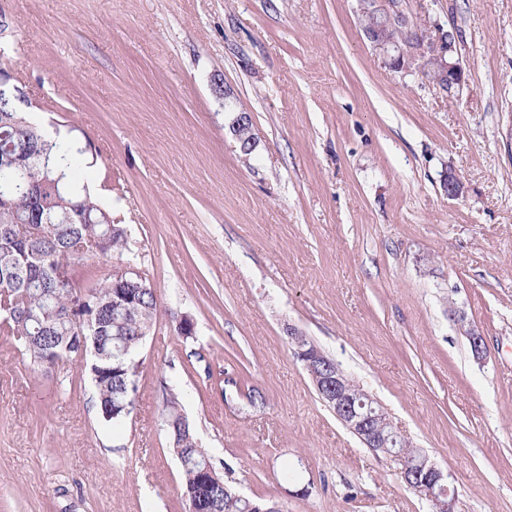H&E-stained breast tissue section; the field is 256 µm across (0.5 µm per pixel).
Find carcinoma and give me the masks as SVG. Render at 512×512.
<instances>
[{"mask_svg": "<svg viewBox=\"0 0 512 512\" xmlns=\"http://www.w3.org/2000/svg\"><path fill=\"white\" fill-rule=\"evenodd\" d=\"M81 150L53 141L26 119L18 101L0 97V158L21 167L15 174L0 173V311L13 307L14 315L1 322L24 343L37 367L49 371L71 359L64 349L75 324L60 318L83 289L78 266L90 259L109 261L124 246L125 231L87 187L73 180L76 155ZM122 267L101 283L87 288L96 302L98 318L86 331L88 343L104 355L101 370L92 378L100 412L107 423H120L133 409L138 364L126 353L139 350L156 323L158 303L154 288L142 278L126 282ZM129 298L125 307L112 309L114 287ZM179 402L167 401L165 423L184 478L188 512H247V503L226 483L216 467L204 473L209 458L190 425L177 415Z\"/></svg>", "mask_w": 512, "mask_h": 512, "instance_id": "obj_1", "label": "carcinoma"}]
</instances>
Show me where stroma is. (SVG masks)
Segmentation results:
<instances>
[{"label":"stroma","mask_w":512,"mask_h":512,"mask_svg":"<svg viewBox=\"0 0 512 512\" xmlns=\"http://www.w3.org/2000/svg\"><path fill=\"white\" fill-rule=\"evenodd\" d=\"M408 4L458 29L461 99L385 67L355 0H0L32 123L81 149L126 230L81 281L130 260L160 304L118 427L81 360L44 372L0 331V512H186L172 393L245 496L432 512L319 398L292 327L447 472L456 512H512V0ZM218 83L252 116L249 160Z\"/></svg>","instance_id":"35a3bbf8"}]
</instances>
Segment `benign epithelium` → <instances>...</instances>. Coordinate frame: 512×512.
I'll list each match as a JSON object with an SVG mask.
<instances>
[{
	"label": "benign epithelium",
	"instance_id": "7a95c632",
	"mask_svg": "<svg viewBox=\"0 0 512 512\" xmlns=\"http://www.w3.org/2000/svg\"><path fill=\"white\" fill-rule=\"evenodd\" d=\"M358 10L361 16L367 13L380 16L382 26L364 31V36L383 64L392 71L410 74L412 69L408 63L418 60L420 73L440 93L460 98L469 89L455 28L445 29L430 20L419 24L405 13L397 0H358ZM394 28L405 31L409 38L408 48L386 37V31ZM5 92L20 101L26 99V91L9 73L0 75V95ZM441 189L446 197L458 199L465 193V183L450 168L442 177ZM67 317L77 326L91 321L87 299L79 298L67 312ZM459 326L468 338L474 359L484 362L487 355L484 336L462 319ZM298 359L304 363L322 400L366 447L398 460L407 484L431 502L433 512H455V500L449 497L448 492V474L430 463L425 456L408 465L402 453L393 451L402 434L386 412L365 405L361 394L354 391L353 382L339 364L313 345L300 350Z\"/></svg>",
	"mask_w": 512,
	"mask_h": 512
}]
</instances>
